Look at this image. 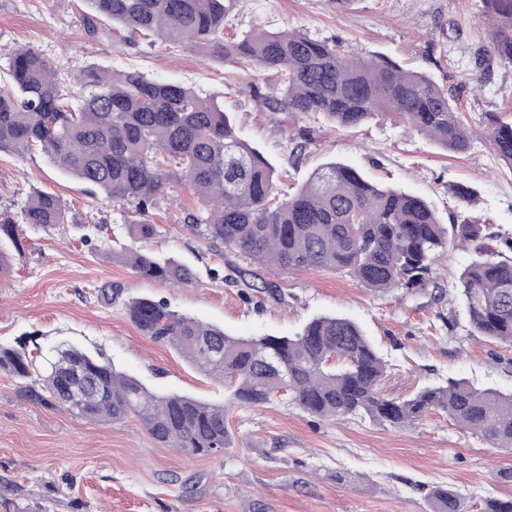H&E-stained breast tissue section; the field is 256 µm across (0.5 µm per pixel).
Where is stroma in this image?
<instances>
[{
    "label": "stroma",
    "mask_w": 512,
    "mask_h": 512,
    "mask_svg": "<svg viewBox=\"0 0 512 512\" xmlns=\"http://www.w3.org/2000/svg\"><path fill=\"white\" fill-rule=\"evenodd\" d=\"M87 13L85 0H0V70L6 50L24 46L73 74L95 64L182 82L218 95L235 113L240 137L283 171L279 191L294 192L322 164L342 161L425 198L441 223L476 217L512 233V166L484 139L451 153L390 114L355 129L299 115L295 122L309 138L298 148L280 132L283 114L250 97L253 84L263 94L273 91L257 72L196 49L125 43L106 21L89 34ZM254 26L299 30L425 72L455 90L471 127L486 112L512 118V66L495 64L490 85L476 95L455 59L438 53L450 42L457 56L469 58L486 44L487 31L466 0H235L225 35ZM459 186L477 191L476 206L458 202ZM35 189L63 201L66 222L50 230L22 226L23 250L11 252L12 273L0 279V344L21 340L44 357L67 344L103 351L153 393L223 405L232 445L189 457L161 446L136 418L96 421L37 404L27 393L36 378L0 370V512L17 501L31 512H427L433 486L456 491L466 512H480L489 497L512 499V479L500 476L512 469V449L461 432L444 414L393 428L361 419L327 422L284 396L240 404L177 351L144 336L126 310L134 298L163 300L239 337L291 336L313 317L336 314L357 322L375 344L386 364L380 390L387 397L406 399L451 379L508 394L512 347L471 335L454 289L472 248L450 249L437 266L438 288L414 295L375 294L330 270H294L275 278L284 301L256 305L232 282L250 269L249 259L208 244L187 226L198 204L186 186L173 185L138 215L66 174L40 148L0 153V212L20 216ZM134 220L156 225L158 233L132 241V248L190 266L192 285L147 280L113 259L114 240ZM105 286L112 289L108 304L98 297Z\"/></svg>",
    "instance_id": "1"
}]
</instances>
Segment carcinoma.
<instances>
[{
  "label": "carcinoma",
  "instance_id": "carcinoma-1",
  "mask_svg": "<svg viewBox=\"0 0 512 512\" xmlns=\"http://www.w3.org/2000/svg\"><path fill=\"white\" fill-rule=\"evenodd\" d=\"M112 20L126 39L158 38L172 48L218 53L242 70L273 78L276 92L260 96L269 112L320 114L338 128H357L389 112L444 149L464 153L474 132L452 90L424 73L380 55H364L296 30L253 27L224 38L226 0H86ZM474 18L488 27V44L471 62L469 81L483 90L494 61L512 65V0H471ZM0 152L22 154L34 145L65 172L144 212L176 181L196 196L189 227L210 243L236 252L262 272L332 269L376 294L413 293L433 279L435 265L457 241L476 258L459 279L470 332L512 346V234L503 236L478 219L442 224L421 196L369 181L357 168L329 162L291 196L278 197L276 168L241 139L234 116L215 97L181 82L140 72L95 66L72 76L53 70L30 48L8 52L0 74ZM80 87L72 95L67 84ZM481 134L512 165V122L485 113ZM60 198L36 191L22 211L24 223L49 229L65 222ZM129 236L148 239L156 226L130 223ZM21 250L18 225L0 212V242ZM113 257L141 278L187 286L193 270L121 246ZM247 301L283 294L255 274L239 272ZM142 333L228 385L235 400L261 406L280 393L322 420L368 419L405 428L430 411L446 415L463 432L512 448V394L478 389L465 380L389 399L380 383L386 365L362 328L338 316H317L293 336H230L210 323L152 298L128 302ZM26 343L0 346V369L30 377ZM80 404L67 405L70 391ZM30 398L69 414L109 422L134 416L165 448L187 456L230 446L224 406L150 392L117 371L102 354L69 345L46 361ZM430 512H465L460 495L434 486ZM481 512H512V500L489 497Z\"/></svg>",
  "mask_w": 512,
  "mask_h": 512
}]
</instances>
